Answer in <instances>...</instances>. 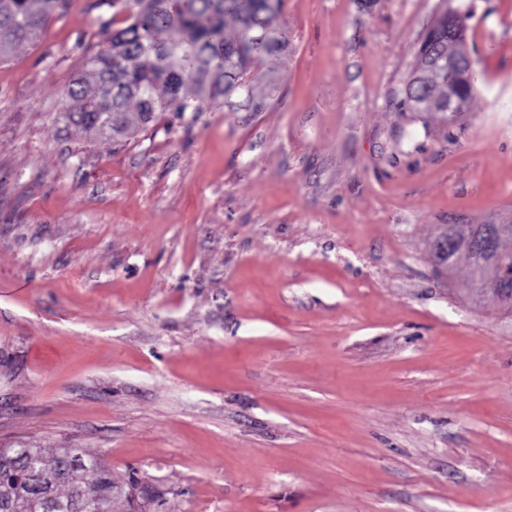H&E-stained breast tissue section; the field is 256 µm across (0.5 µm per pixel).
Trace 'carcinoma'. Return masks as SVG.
I'll use <instances>...</instances> for the list:
<instances>
[{
  "mask_svg": "<svg viewBox=\"0 0 512 512\" xmlns=\"http://www.w3.org/2000/svg\"><path fill=\"white\" fill-rule=\"evenodd\" d=\"M137 7L128 25L112 31L104 48L87 57L63 92L68 122L114 138L134 135L158 112H199L207 102L241 96L260 112L256 80L245 76L288 48L281 27L283 0H133ZM65 0H0V60L22 43L35 41ZM236 22L224 35L225 18ZM434 46L443 56L460 50L456 33L437 22ZM446 83L410 79L403 109L430 112L446 97ZM38 458V480L62 504L78 498L91 512H120L122 488L101 458L77 448H29ZM67 453L85 458L92 475L61 477ZM11 499L16 512H42L36 492L0 484V499Z\"/></svg>",
  "mask_w": 512,
  "mask_h": 512,
  "instance_id": "1",
  "label": "carcinoma"
}]
</instances>
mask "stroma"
I'll list each match as a JSON object with an SVG mask.
<instances>
[{"label": "stroma", "mask_w": 512, "mask_h": 512, "mask_svg": "<svg viewBox=\"0 0 512 512\" xmlns=\"http://www.w3.org/2000/svg\"><path fill=\"white\" fill-rule=\"evenodd\" d=\"M467 11L475 93L400 102ZM126 0L0 61V448H78L143 512H512V314L436 269L512 223V0H285L264 111L134 137L60 100Z\"/></svg>", "instance_id": "stroma-1"}]
</instances>
